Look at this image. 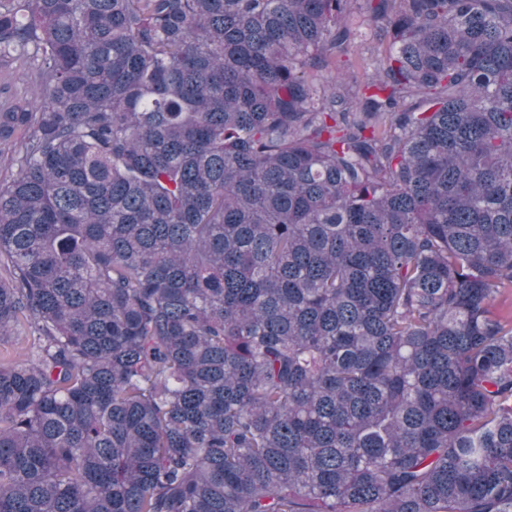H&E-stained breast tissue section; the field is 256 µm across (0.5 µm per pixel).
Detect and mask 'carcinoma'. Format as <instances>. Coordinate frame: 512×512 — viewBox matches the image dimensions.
<instances>
[{"instance_id": "1", "label": "carcinoma", "mask_w": 512, "mask_h": 512, "mask_svg": "<svg viewBox=\"0 0 512 512\" xmlns=\"http://www.w3.org/2000/svg\"><path fill=\"white\" fill-rule=\"evenodd\" d=\"M0 0V512H512V0ZM385 49V42L383 45H380L376 40L370 39L363 44H359L354 54L341 58L337 65L341 67L342 71H354L359 77H362V67L365 66V64L370 66L378 57L384 54ZM24 66L15 62L9 66L0 65V108L10 106L22 96L24 86L19 79Z\"/></svg>"}]
</instances>
